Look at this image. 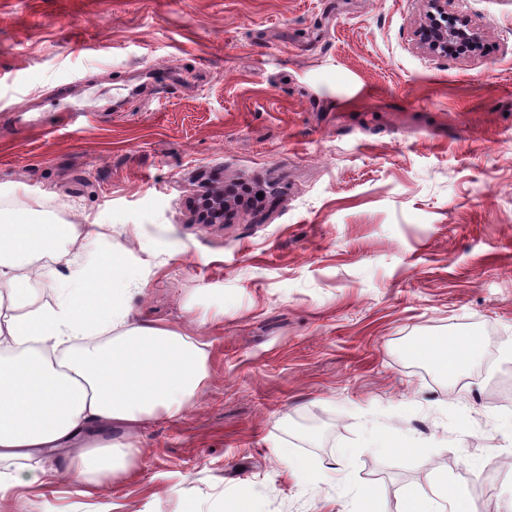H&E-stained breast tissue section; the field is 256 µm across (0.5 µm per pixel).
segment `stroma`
<instances>
[{
    "label": "stroma",
    "instance_id": "stroma-1",
    "mask_svg": "<svg viewBox=\"0 0 512 512\" xmlns=\"http://www.w3.org/2000/svg\"><path fill=\"white\" fill-rule=\"evenodd\" d=\"M476 50L419 46L424 0H0V214L103 224L131 320L209 343L105 494L41 512H352L371 487L512 496V0H448ZM90 103L81 128L60 115ZM255 206L200 221L208 191ZM470 336L454 375L410 358ZM308 458L312 478L288 469Z\"/></svg>",
    "mask_w": 512,
    "mask_h": 512
}]
</instances>
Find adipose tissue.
Returning a JSON list of instances; mask_svg holds the SVG:
<instances>
[{
	"mask_svg": "<svg viewBox=\"0 0 512 512\" xmlns=\"http://www.w3.org/2000/svg\"><path fill=\"white\" fill-rule=\"evenodd\" d=\"M100 236L94 224L7 221L0 226V496L37 493L48 479L98 490L124 477L152 420L179 418L209 376L205 343L176 328L130 321L126 283L100 263L73 262L68 275L46 265L59 244ZM52 288L43 301L33 281ZM469 338L434 336L413 344L444 374L476 354ZM50 458L51 469L39 467ZM399 512H478L467 487L440 482L433 497L406 488Z\"/></svg>",
	"mask_w": 512,
	"mask_h": 512,
	"instance_id": "1",
	"label": "adipose tissue"
}]
</instances>
